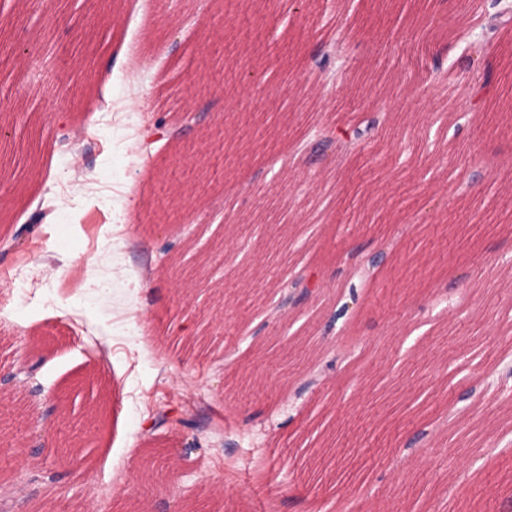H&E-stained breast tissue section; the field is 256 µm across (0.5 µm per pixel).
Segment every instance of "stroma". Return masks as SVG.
Returning a JSON list of instances; mask_svg holds the SVG:
<instances>
[{
  "label": "stroma",
  "mask_w": 512,
  "mask_h": 512,
  "mask_svg": "<svg viewBox=\"0 0 512 512\" xmlns=\"http://www.w3.org/2000/svg\"><path fill=\"white\" fill-rule=\"evenodd\" d=\"M0 0V376L18 375L0 442V512H506L512 434L489 392L448 406L512 349V138L484 134L468 55L447 54L463 0ZM352 30L350 78L324 86L327 34ZM391 114L339 165L294 157L298 117ZM202 121L185 123V111ZM170 134L150 141L155 124ZM290 169L275 196L277 167ZM266 277L236 212L261 202ZM491 230L472 236L474 224ZM379 255L348 332L366 352L299 386L336 344L341 254ZM91 258L80 283L64 276ZM325 292L270 315L288 261ZM428 438L413 449L419 428ZM263 471H255L257 459Z\"/></svg>",
  "instance_id": "obj_1"
}]
</instances>
